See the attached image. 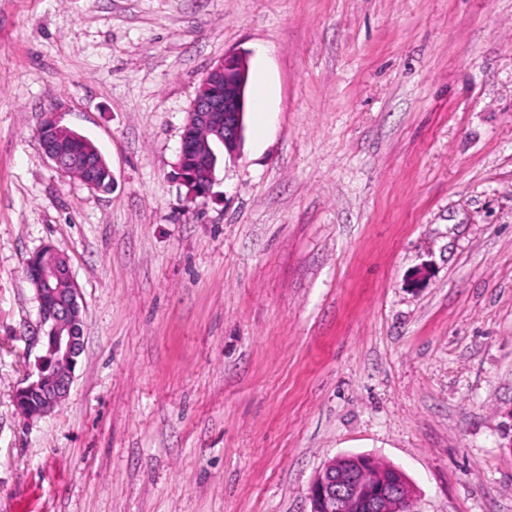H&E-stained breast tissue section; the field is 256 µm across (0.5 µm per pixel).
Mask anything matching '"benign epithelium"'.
<instances>
[{
    "label": "benign epithelium",
    "mask_w": 512,
    "mask_h": 512,
    "mask_svg": "<svg viewBox=\"0 0 512 512\" xmlns=\"http://www.w3.org/2000/svg\"><path fill=\"white\" fill-rule=\"evenodd\" d=\"M247 76L245 57L237 53L224 56L201 81L209 94L197 93L187 112L177 171L193 197L207 196L214 182L212 142H220L230 156L241 145ZM37 134L45 156L56 170L95 188L90 158L66 151L64 136L77 138L79 134L62 124L58 113H45ZM30 263L35 266L32 280L43 326V354L37 359L36 377L18 391L15 401L23 412L27 396L37 393L40 403L31 413L35 417L51 412L69 395L84 336L80 293L67 258L45 245ZM376 469L378 460L368 455L332 458L310 486V512H414L413 491L400 472L389 470L373 486L364 481V476Z\"/></svg>",
    "instance_id": "1"
}]
</instances>
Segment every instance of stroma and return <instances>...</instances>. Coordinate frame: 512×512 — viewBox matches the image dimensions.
I'll list each match as a JSON object with an SVG mask.
<instances>
[{
    "mask_svg": "<svg viewBox=\"0 0 512 512\" xmlns=\"http://www.w3.org/2000/svg\"><path fill=\"white\" fill-rule=\"evenodd\" d=\"M229 52L243 139L175 174ZM103 192L57 172L44 112ZM80 291L67 399L25 420V268ZM512 0H0V512H310L341 455L416 512H512Z\"/></svg>",
    "mask_w": 512,
    "mask_h": 512,
    "instance_id": "1",
    "label": "stroma"
}]
</instances>
